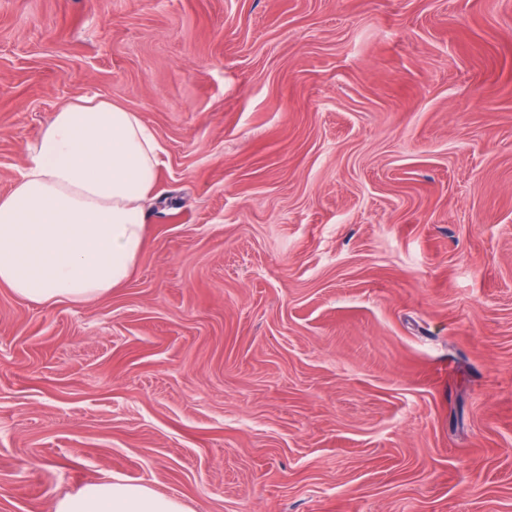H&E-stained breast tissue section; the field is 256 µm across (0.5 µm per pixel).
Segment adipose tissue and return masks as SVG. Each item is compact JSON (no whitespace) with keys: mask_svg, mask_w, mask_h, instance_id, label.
<instances>
[{"mask_svg":"<svg viewBox=\"0 0 512 512\" xmlns=\"http://www.w3.org/2000/svg\"><path fill=\"white\" fill-rule=\"evenodd\" d=\"M163 147L139 113L84 95L42 127L0 195V285L33 304H90L130 276L145 241L144 202ZM50 512H186L176 498L120 479L85 485Z\"/></svg>","mask_w":512,"mask_h":512,"instance_id":"1","label":"adipose tissue"}]
</instances>
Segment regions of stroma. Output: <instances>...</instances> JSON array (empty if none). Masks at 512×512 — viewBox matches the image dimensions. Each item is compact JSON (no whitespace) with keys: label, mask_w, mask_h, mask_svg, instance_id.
<instances>
[{"label":"stroma","mask_w":512,"mask_h":512,"mask_svg":"<svg viewBox=\"0 0 512 512\" xmlns=\"http://www.w3.org/2000/svg\"><path fill=\"white\" fill-rule=\"evenodd\" d=\"M88 94L162 164L121 287H0V512H512V0H0V195ZM50 512H186L176 498L120 479L87 484L52 501Z\"/></svg>","instance_id":"obj_1"}]
</instances>
